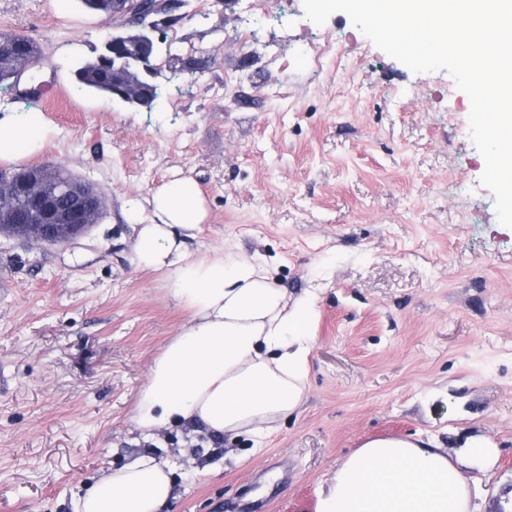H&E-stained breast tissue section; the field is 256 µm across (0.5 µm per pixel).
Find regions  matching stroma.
<instances>
[{
  "mask_svg": "<svg viewBox=\"0 0 512 512\" xmlns=\"http://www.w3.org/2000/svg\"><path fill=\"white\" fill-rule=\"evenodd\" d=\"M152 106L76 87L112 22L80 0H0V33L39 64L0 84V114L43 113L56 134L17 172L54 165L106 197L65 247L0 235V512H71L74 492L150 453L172 468L164 512H316L345 458L377 439L457 459L480 512L512 489V228L481 184L470 101L446 71L415 73L271 0L241 46V0H174ZM168 52V53H171ZM168 53L159 52V59ZM197 181L208 216L190 253L256 257L289 298L316 300L303 398L262 447L181 424L147 439L132 415L155 356L191 321L170 283L133 263L139 202Z\"/></svg>",
  "mask_w": 512,
  "mask_h": 512,
  "instance_id": "stroma-1",
  "label": "stroma"
}]
</instances>
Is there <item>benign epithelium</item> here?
Wrapping results in <instances>:
<instances>
[{"label":"benign epithelium","mask_w":512,"mask_h":512,"mask_svg":"<svg viewBox=\"0 0 512 512\" xmlns=\"http://www.w3.org/2000/svg\"><path fill=\"white\" fill-rule=\"evenodd\" d=\"M124 8L112 15V24L120 29L125 26L126 16H134L146 22L148 33L159 30V22L151 19L166 10L159 0H117ZM147 51L136 57L142 73L153 79L159 73L156 64V41L150 37L145 41ZM102 55L105 66L120 70L126 63L128 53L123 47L122 33L112 35V43L105 46ZM112 99L123 104H139V89L133 87L112 88ZM46 172L44 167H32L20 172H0V211L8 212L22 209L29 222L23 239L38 246H65L84 235L92 225L98 223L103 209L105 196L90 183L76 179L61 185L60 195L47 194L41 183ZM68 224L75 231L67 238L55 233L56 226Z\"/></svg>","instance_id":"7a95c632"}]
</instances>
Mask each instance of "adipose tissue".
Instances as JSON below:
<instances>
[{"label":"adipose tissue","instance_id":"1","mask_svg":"<svg viewBox=\"0 0 512 512\" xmlns=\"http://www.w3.org/2000/svg\"><path fill=\"white\" fill-rule=\"evenodd\" d=\"M55 133L40 112L28 113L20 126L0 116V162L37 153ZM147 205L136 264L172 284L193 322L153 360L132 420L148 436L188 422L210 436L245 434L262 443L303 396L316 304L309 297L289 301L253 258L188 252L186 237L208 213L194 179L166 182ZM172 497L169 467L145 454L78 491L71 507L160 512ZM317 512L475 510L459 470L439 449L381 438L346 458Z\"/></svg>","mask_w":512,"mask_h":512}]
</instances>
